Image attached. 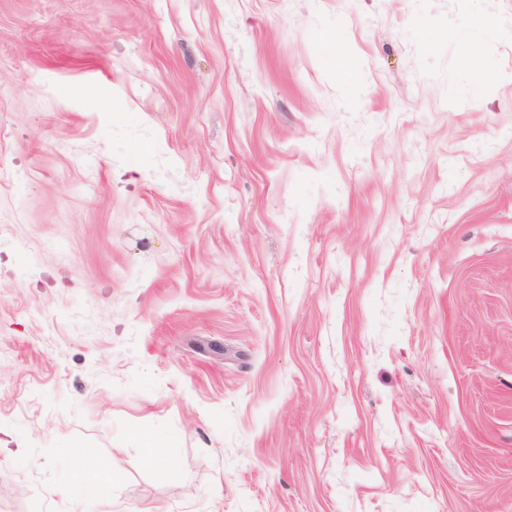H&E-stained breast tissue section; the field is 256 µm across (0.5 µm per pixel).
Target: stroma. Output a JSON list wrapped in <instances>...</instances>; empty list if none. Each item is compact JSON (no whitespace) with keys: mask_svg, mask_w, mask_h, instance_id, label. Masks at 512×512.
<instances>
[{"mask_svg":"<svg viewBox=\"0 0 512 512\" xmlns=\"http://www.w3.org/2000/svg\"><path fill=\"white\" fill-rule=\"evenodd\" d=\"M0 512H512V0H0Z\"/></svg>","mask_w":512,"mask_h":512,"instance_id":"obj_1","label":"stroma"}]
</instances>
